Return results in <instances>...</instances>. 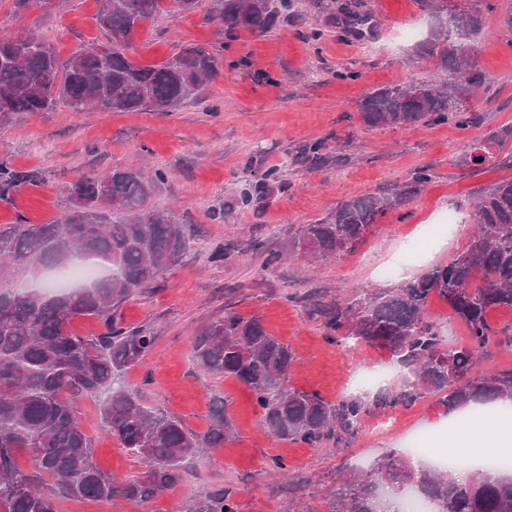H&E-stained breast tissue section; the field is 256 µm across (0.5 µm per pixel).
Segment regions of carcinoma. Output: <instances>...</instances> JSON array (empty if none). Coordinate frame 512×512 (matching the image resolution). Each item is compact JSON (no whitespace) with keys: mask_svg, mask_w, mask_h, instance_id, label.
<instances>
[{"mask_svg":"<svg viewBox=\"0 0 512 512\" xmlns=\"http://www.w3.org/2000/svg\"><path fill=\"white\" fill-rule=\"evenodd\" d=\"M161 2L100 0L105 41L85 45L65 62L36 37L0 36V103L8 104L0 108V121L60 103L74 112H171L197 99L219 72L218 55L190 45L161 64L143 65L129 56L136 29L160 13ZM286 7H293L292 0H223L224 32L268 31ZM436 16L437 27L416 45V53L437 61L447 80L412 79L367 92L358 103L366 127L451 121L464 128L473 122L475 111L457 106L455 95L482 83L474 64L481 16L451 10L444 2ZM341 22L355 32L368 19L346 4ZM162 177H148L135 166L114 169L103 180L104 196L102 180L81 176L69 184V207L58 222H21L0 230V512H56L61 498L146 505L184 481L192 461L213 460L212 449L235 433L221 406L211 411L207 429L196 432L179 416L145 405L138 391L122 384L155 336L124 325L120 308L177 264L191 244L187 226L173 213L148 208ZM34 178L0 163V194ZM428 179L422 169L382 192L351 197L300 225L293 247L321 259L339 256L342 245L353 251L383 215L405 205ZM277 180L265 174L255 195L242 196L238 205H252ZM472 221L466 251L448 264L320 309L330 340L382 346L398 365L400 383L371 401L351 396L332 402L292 387L293 351L256 316L224 313L203 330L194 355L205 372L233 377L250 390L272 436L311 448L341 442L377 409L411 406L429 396L449 413L512 402V370L470 375L493 344L488 312L512 309V177L477 192ZM85 258L100 260L108 275L67 290L23 286L28 268L58 269ZM433 294L467 326L468 343L444 348L445 337L427 313ZM81 316L102 323L99 336L88 340L71 332L72 320ZM77 396L102 398L104 426L120 447L147 461L146 471L120 480L94 464L92 440L74 407ZM22 452L30 457V472L16 464ZM393 487L413 489L435 505L434 512H512V474L478 470L460 482L393 458L341 483L330 495V512H389L380 492ZM229 496L223 488L209 490L186 512H231Z\"/></svg>","mask_w":512,"mask_h":512,"instance_id":"carcinoma-1","label":"carcinoma"}]
</instances>
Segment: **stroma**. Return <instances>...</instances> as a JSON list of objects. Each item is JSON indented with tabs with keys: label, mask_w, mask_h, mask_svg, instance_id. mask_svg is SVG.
<instances>
[{
	"label": "stroma",
	"mask_w": 512,
	"mask_h": 512,
	"mask_svg": "<svg viewBox=\"0 0 512 512\" xmlns=\"http://www.w3.org/2000/svg\"><path fill=\"white\" fill-rule=\"evenodd\" d=\"M221 2L199 0L186 12L174 0H162L160 13L132 41L131 55L144 65L166 61L188 44L219 54L220 72L198 100L172 112H74L61 104L0 121V163L38 176L0 198V229L55 222L69 205L68 184L79 176L103 179L138 159L146 174L164 173L150 204L176 210L194 244L174 269L123 305L125 325L156 336L124 384L195 431L206 430L219 403L235 427L213 461H194L183 482L145 507L61 499L59 512H185L191 500L216 487L229 489L232 512H285L289 504L296 512H327L323 500L336 485L401 452L409 434L425 429L448 437L451 417L431 397L375 411L342 449L331 442L311 448L273 439L250 391L203 371L193 351L202 330L225 312L259 317L295 352L290 385L331 401L353 394L358 375L389 362L380 346L329 341L317 307L390 287L379 267L398 261L436 214L449 209L463 230L408 273L448 262L472 237L477 190L512 177V147L491 148L479 165L460 161L493 132L512 127V43L503 26L512 0H450L457 10L480 13L484 25L474 63L485 80L472 96L480 118L464 129L446 122L370 129L360 120L358 102L370 89L435 78L436 64L415 56L414 42L403 38L411 27L420 38L429 36L436 15L425 0H351L372 18L374 32L363 42L337 23L344 0H295L272 30L243 31L233 39L224 36ZM98 12V0H55L48 14L0 0V32L37 34L65 61L80 45L104 40ZM315 27L323 30L321 39L311 38ZM341 71L349 79H338ZM319 141L326 142L331 159L314 168L300 151ZM423 168L430 181L410 203L381 217L354 251L316 265L290 256L299 225ZM270 169L279 176L270 196L225 209L230 199L252 193ZM222 245L232 246L231 255L211 262V251ZM271 252L285 254V261L266 265ZM488 320L499 345L475 362L476 375L512 369V309L491 311ZM75 407L101 470L119 477L144 472V462L104 432L97 399L76 398ZM274 457L288 464L276 476L267 472Z\"/></svg>",
	"instance_id": "stroma-1"
}]
</instances>
